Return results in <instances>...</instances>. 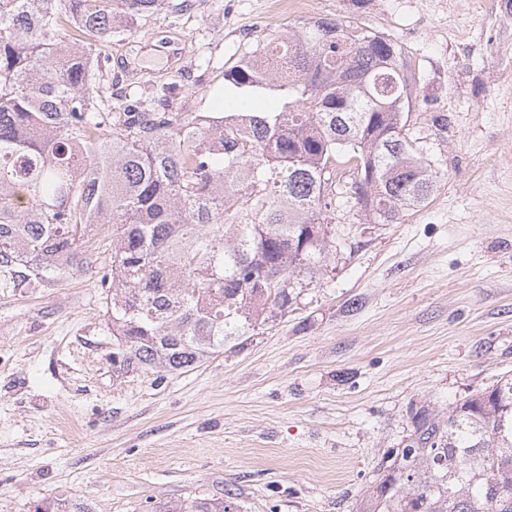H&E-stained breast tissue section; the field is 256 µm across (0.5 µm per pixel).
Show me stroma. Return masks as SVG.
<instances>
[{"instance_id":"1","label":"stroma","mask_w":512,"mask_h":512,"mask_svg":"<svg viewBox=\"0 0 512 512\" xmlns=\"http://www.w3.org/2000/svg\"><path fill=\"white\" fill-rule=\"evenodd\" d=\"M166 0L95 47L113 109L174 86L173 112H223L224 72L259 41L344 19L402 48L406 129L436 173L395 224L336 212V249L285 315L182 374L117 362L92 270L25 279L0 266V512L78 500L90 512L231 497L237 512H357L412 416L447 418L512 374V0ZM182 54L149 52L164 34Z\"/></svg>"}]
</instances>
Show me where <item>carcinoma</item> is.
<instances>
[{"mask_svg":"<svg viewBox=\"0 0 512 512\" xmlns=\"http://www.w3.org/2000/svg\"><path fill=\"white\" fill-rule=\"evenodd\" d=\"M164 0H0V264L34 277L85 269L112 231L106 313L117 354L185 372L288 309L336 248V158L366 224H395L436 179L406 132L413 84L392 39L321 20L257 45L224 72L241 112H169L144 90L98 107L110 42ZM281 105L254 110L269 90ZM359 512H512V376L440 421L414 414L405 447ZM234 512L222 498L190 509Z\"/></svg>","mask_w":512,"mask_h":512,"instance_id":"1","label":"carcinoma"}]
</instances>
